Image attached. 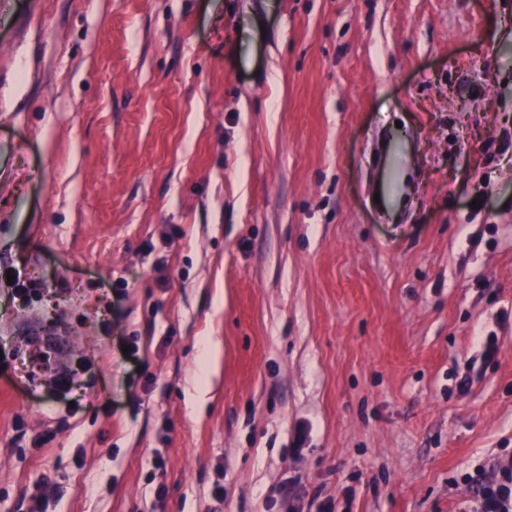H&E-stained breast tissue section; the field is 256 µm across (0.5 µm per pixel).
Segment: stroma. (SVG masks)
<instances>
[{
	"label": "stroma",
	"instance_id": "obj_1",
	"mask_svg": "<svg viewBox=\"0 0 512 512\" xmlns=\"http://www.w3.org/2000/svg\"><path fill=\"white\" fill-rule=\"evenodd\" d=\"M3 266L0 512H464L512 0H0Z\"/></svg>",
	"mask_w": 512,
	"mask_h": 512
}]
</instances>
